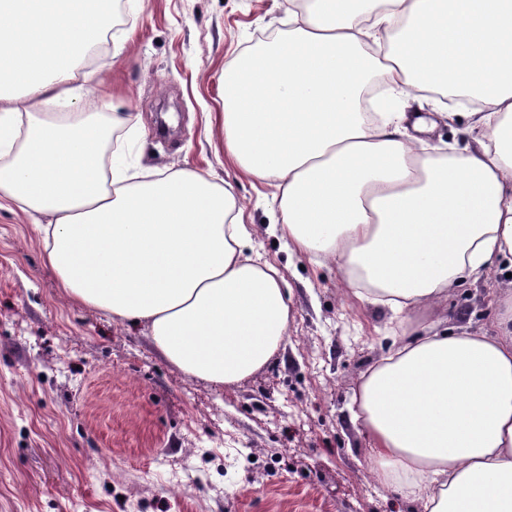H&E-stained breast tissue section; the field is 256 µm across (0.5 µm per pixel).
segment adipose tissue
I'll return each instance as SVG.
<instances>
[{
	"instance_id": "obj_1",
	"label": "adipose tissue",
	"mask_w": 512,
	"mask_h": 512,
	"mask_svg": "<svg viewBox=\"0 0 512 512\" xmlns=\"http://www.w3.org/2000/svg\"><path fill=\"white\" fill-rule=\"evenodd\" d=\"M294 27L225 67L224 149L276 189L269 232L334 262L402 335L359 383L351 420L373 475L425 512H512V280L493 334L436 312L464 280L512 270V0H294ZM112 28L108 0H0V202L30 217L71 300L146 329L217 385L288 338V291L255 254L233 186L187 168L100 161L74 68ZM387 87L365 117L368 77ZM475 101L463 147H429L413 92Z\"/></svg>"
}]
</instances>
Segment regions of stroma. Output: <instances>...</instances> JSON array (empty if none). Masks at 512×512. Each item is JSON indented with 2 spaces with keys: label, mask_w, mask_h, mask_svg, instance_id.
<instances>
[{
  "label": "stroma",
  "mask_w": 512,
  "mask_h": 512,
  "mask_svg": "<svg viewBox=\"0 0 512 512\" xmlns=\"http://www.w3.org/2000/svg\"><path fill=\"white\" fill-rule=\"evenodd\" d=\"M103 49L78 62L96 97L65 112L141 118L129 165L233 184L263 259L291 292L288 341L219 386L164 359L145 329L69 299L21 213L0 210V512H424L371 479L348 406L400 328L343 290L338 265L289 256L266 223L275 190L208 133L226 63L291 27L286 0H125ZM124 42L113 55V42ZM502 277L454 288L451 329L493 330Z\"/></svg>",
  "instance_id": "obj_1"
}]
</instances>
